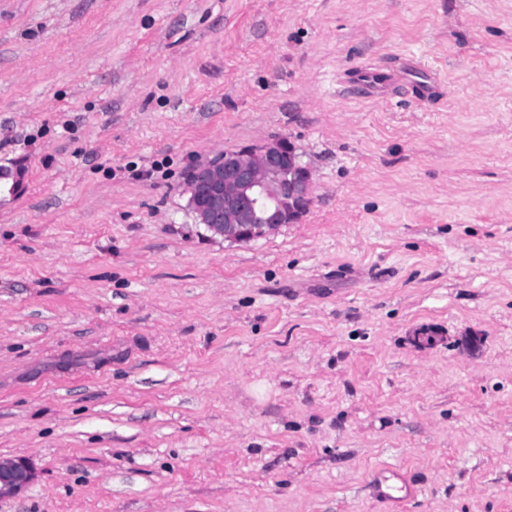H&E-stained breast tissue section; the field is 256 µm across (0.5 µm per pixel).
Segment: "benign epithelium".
<instances>
[{
    "label": "benign epithelium",
    "instance_id": "7a95c632",
    "mask_svg": "<svg viewBox=\"0 0 512 512\" xmlns=\"http://www.w3.org/2000/svg\"><path fill=\"white\" fill-rule=\"evenodd\" d=\"M194 223L241 243L296 224L312 203V174L284 138L195 163L183 181ZM38 478L24 458L0 457V499L24 493Z\"/></svg>",
    "mask_w": 512,
    "mask_h": 512
}]
</instances>
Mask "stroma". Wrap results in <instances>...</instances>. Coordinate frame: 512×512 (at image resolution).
<instances>
[{
  "mask_svg": "<svg viewBox=\"0 0 512 512\" xmlns=\"http://www.w3.org/2000/svg\"><path fill=\"white\" fill-rule=\"evenodd\" d=\"M275 137L309 211L212 237L188 166ZM18 165L0 512H512V0H0ZM37 478L38 471L31 461L0 457V499L23 494ZM375 496L388 503L400 504L416 496L417 489L407 473L400 469L384 468L373 483Z\"/></svg>",
  "mask_w": 512,
  "mask_h": 512,
  "instance_id": "stroma-1",
  "label": "stroma"
}]
</instances>
